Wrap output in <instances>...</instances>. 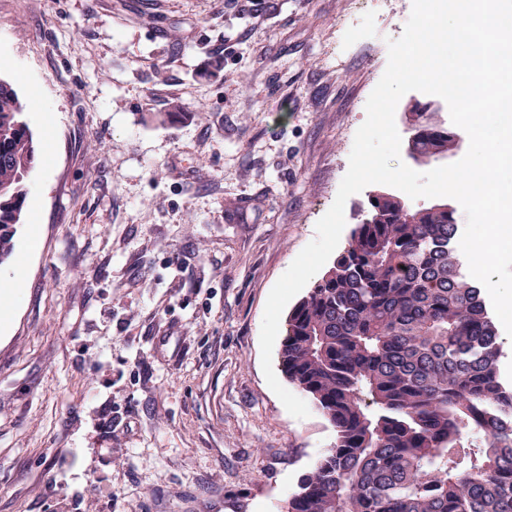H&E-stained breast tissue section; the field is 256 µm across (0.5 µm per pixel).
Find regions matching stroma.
I'll return each mask as SVG.
<instances>
[{
	"label": "stroma",
	"instance_id": "stroma-1",
	"mask_svg": "<svg viewBox=\"0 0 512 512\" xmlns=\"http://www.w3.org/2000/svg\"><path fill=\"white\" fill-rule=\"evenodd\" d=\"M348 5L0 0V78L43 97L39 214L0 263V301L26 279L0 339V512H284L331 447L268 386L260 329L348 169L373 44L407 22Z\"/></svg>",
	"mask_w": 512,
	"mask_h": 512
}]
</instances>
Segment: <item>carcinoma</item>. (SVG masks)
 Returning a JSON list of instances; mask_svg holds the SVG:
<instances>
[{
  "instance_id": "obj_1",
  "label": "carcinoma",
  "mask_w": 512,
  "mask_h": 512,
  "mask_svg": "<svg viewBox=\"0 0 512 512\" xmlns=\"http://www.w3.org/2000/svg\"><path fill=\"white\" fill-rule=\"evenodd\" d=\"M418 165L460 132L411 113ZM35 162L25 104L0 78V244L13 239ZM348 247L293 307L282 373L336 431L286 512H512V386L497 327L462 271L457 210L369 195Z\"/></svg>"
}]
</instances>
